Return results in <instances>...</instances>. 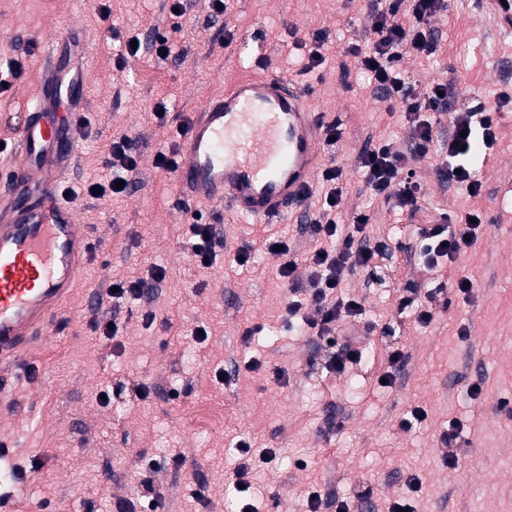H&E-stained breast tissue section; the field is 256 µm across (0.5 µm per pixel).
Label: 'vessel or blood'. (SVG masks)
I'll return each mask as SVG.
<instances>
[{
	"label": "vessel or blood",
	"mask_w": 512,
	"mask_h": 512,
	"mask_svg": "<svg viewBox=\"0 0 512 512\" xmlns=\"http://www.w3.org/2000/svg\"><path fill=\"white\" fill-rule=\"evenodd\" d=\"M39 81L17 135L15 190L0 204V368H13L64 313L91 239L59 183L75 153L71 114L85 70L64 63L63 44H42ZM322 131L307 90L276 74L235 81L204 99L176 143L186 206L225 207L265 224L287 216L311 188L323 155Z\"/></svg>",
	"instance_id": "1"
}]
</instances>
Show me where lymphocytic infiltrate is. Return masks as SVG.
I'll list each match as a JSON object with an SVG mask.
<instances>
[{
  "label": "lymphocytic infiltrate",
  "mask_w": 512,
  "mask_h": 512,
  "mask_svg": "<svg viewBox=\"0 0 512 512\" xmlns=\"http://www.w3.org/2000/svg\"><path fill=\"white\" fill-rule=\"evenodd\" d=\"M445 0H375L369 14L375 39L362 46L346 48L353 55L360 72L380 92L383 101L399 106L403 113L412 153H405L395 143L385 141L364 148L357 157L358 169L373 196L392 202L400 212H416L421 199L420 187L413 179L410 163L413 157L433 158L435 169L449 181L480 190L479 171L470 161L476 147L493 149L497 142L495 114L474 106L449 112L447 95L450 83L434 81L420 86L406 82L402 61L412 55L429 59L436 51L433 22L446 11ZM449 120L451 133L445 151L433 153L432 147L442 120ZM106 162L111 170L108 183L100 185V193L118 194L120 188H132L140 180L139 153L135 140L128 135L111 137L106 145ZM320 179L327 191L322 204L308 213L307 220L321 243L307 252H296L288 237L267 239V249H279L284 261L279 275L295 279L298 268H306L309 292L307 297L288 302L287 313L304 312V321L316 336L336 347L337 355L330 367L344 373L347 366L360 362L364 347L360 338L344 333L343 321L357 318L362 305L356 299L337 296L346 277L359 268L368 267L374 257L361 236L370 216L359 211L350 217V231H342L339 202L342 198L343 170L330 165ZM478 211L461 215L455 224H434L422 229L420 247L430 266L441 261L453 262L474 246L485 226ZM166 277L162 266H151L147 275H132L116 280L107 296L112 303L151 301L157 285Z\"/></svg>",
  "instance_id": "lymphocytic-infiltrate-1"
}]
</instances>
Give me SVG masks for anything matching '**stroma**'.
<instances>
[{"mask_svg": "<svg viewBox=\"0 0 512 512\" xmlns=\"http://www.w3.org/2000/svg\"><path fill=\"white\" fill-rule=\"evenodd\" d=\"M187 3L162 59L149 49L148 25H168L167 0H109L105 20L95 0H0V66L37 34L71 31L86 43L78 58L88 73L86 126L64 184L105 179L103 143L121 134L138 140L142 171L129 194L75 201L77 220L93 239V260L51 343L0 377L11 400L0 409L9 462L44 463L12 484L15 512H148L144 478L162 498V512H234L228 481L243 437L276 453L275 462L253 473L258 512H308L314 492L348 501L351 512H384L389 500L407 494L413 475L422 481L415 512H512V103L498 102L499 95L512 96V26L499 20L490 0H447L435 21L434 56L405 61L408 79L453 81L450 106L498 108V141L481 168L479 195L419 159L412 167L425 197L409 214L372 196L357 168L371 142L407 144L400 113L387 111L342 52L348 42L372 40L369 0H234L225 19L211 17L206 0ZM318 27L327 32L326 63L308 72L302 44ZM132 36L143 48L129 58ZM41 69L40 55H33L23 77L0 93V141L8 146L0 169L17 162L12 148ZM262 71L309 88L320 125L339 124L340 213L346 218L366 208L373 215L365 235L374 258L343 288L365 308L346 330L368 340L362 360L341 375L329 368L333 348L308 332L302 316L287 317L295 288L280 278V259L264 245L284 232L299 249L312 247L306 205L270 224L203 208L204 221L217 230L216 256L204 268L187 258L177 176L152 167L178 123L208 95ZM161 101L171 112L163 126L153 115ZM470 210L483 216L481 240L455 262L427 269L420 228L455 222ZM245 245L251 261L242 267L233 257ZM155 264L167 277L150 307L129 303L115 312L90 305L105 283ZM464 276L475 281L467 300L453 292ZM409 288L432 306L429 324L398 311V297ZM148 309L154 321L145 320ZM115 315L124 321L116 340L93 330L92 319ZM199 325L209 336L195 344ZM257 325L262 333L244 343L245 330ZM396 348L406 359L390 386H381ZM251 358L258 369H248ZM477 383L483 392L474 398L469 390ZM141 385L149 387L147 397L137 395ZM107 388L114 396L104 407L97 395ZM205 407L223 417L200 429L195 416ZM418 407L425 419L402 429L401 420ZM452 420L460 429L450 449L457 465L449 468L441 435ZM367 487L372 495L365 502L360 493Z\"/></svg>", "mask_w": 512, "mask_h": 512, "instance_id": "obj_1", "label": "stroma"}]
</instances>
